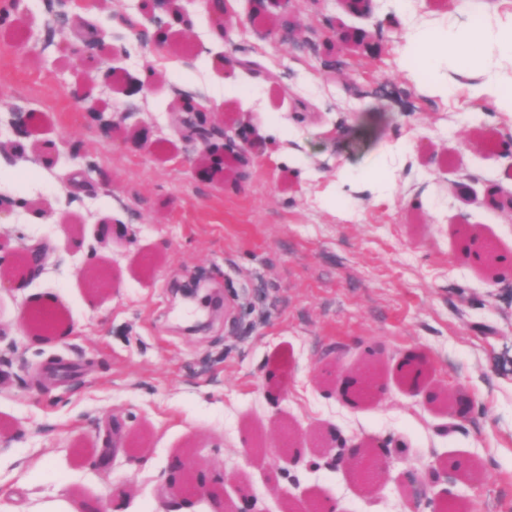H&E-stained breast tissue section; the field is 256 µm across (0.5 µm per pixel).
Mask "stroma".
<instances>
[{"mask_svg":"<svg viewBox=\"0 0 512 512\" xmlns=\"http://www.w3.org/2000/svg\"><path fill=\"white\" fill-rule=\"evenodd\" d=\"M87 2L52 37L41 0H0V197L15 204L0 221V263L47 245L39 277L0 290V512H111L122 491L124 512H161L182 453L229 503L247 495L261 512H280L288 495L405 512V469L429 476L465 457L471 474L440 477L432 496L453 501L449 512H512V275L489 284L463 252L472 231L512 259V210L483 200L490 183L512 192V157L497 148L512 116L463 90L433 95L402 51L409 29L454 28L453 0H375L366 16L342 0H291L303 47L259 37L250 0H238L244 24L230 42L213 43L208 12L190 0L169 64L136 95L114 76L148 65L149 46L122 22L154 31L146 0ZM90 28L98 51H60ZM334 30L367 31L374 48L341 49ZM232 56L256 58L258 72L227 67ZM179 89L225 97L211 119L232 120L258 154L199 176ZM15 112L34 117L24 148ZM122 112L147 126L150 149L126 151L109 131ZM76 169L88 177L79 194L61 180ZM89 265L109 278L99 290ZM199 276L221 305L188 335L201 310L171 291ZM46 294L71 329L41 341L20 319ZM410 351L427 355V385L472 399L468 419L408 388ZM373 353L385 358L382 395L344 402L324 361L351 372ZM321 427L384 442L376 496L314 458ZM289 428L301 459L247 457Z\"/></svg>","mask_w":512,"mask_h":512,"instance_id":"35a3bbf8","label":"stroma"}]
</instances>
